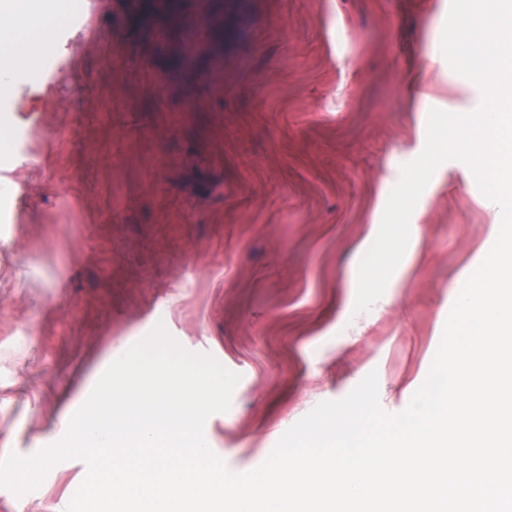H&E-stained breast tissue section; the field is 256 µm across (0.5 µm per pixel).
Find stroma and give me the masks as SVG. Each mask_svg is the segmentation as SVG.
Segmentation results:
<instances>
[{
    "label": "stroma",
    "instance_id": "obj_1",
    "mask_svg": "<svg viewBox=\"0 0 512 512\" xmlns=\"http://www.w3.org/2000/svg\"><path fill=\"white\" fill-rule=\"evenodd\" d=\"M237 2L223 81L186 97L210 24L184 42L174 15L136 25L145 0H58L62 38L0 100V453L60 440L160 322L240 376L204 427L235 473L370 372L389 414L426 380L501 224L465 163L438 167L384 294L354 305L429 111L482 99L440 50L450 0H247L241 20ZM86 472L71 459L36 490L0 488V512H66Z\"/></svg>",
    "mask_w": 512,
    "mask_h": 512
}]
</instances>
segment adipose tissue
I'll use <instances>...</instances> for the list:
<instances>
[{"label":"adipose tissue","instance_id":"adipose-tissue-1","mask_svg":"<svg viewBox=\"0 0 512 512\" xmlns=\"http://www.w3.org/2000/svg\"><path fill=\"white\" fill-rule=\"evenodd\" d=\"M59 21L52 10L34 14L23 10L21 0H0V42L10 48L7 69L33 73L49 27Z\"/></svg>","mask_w":512,"mask_h":512}]
</instances>
